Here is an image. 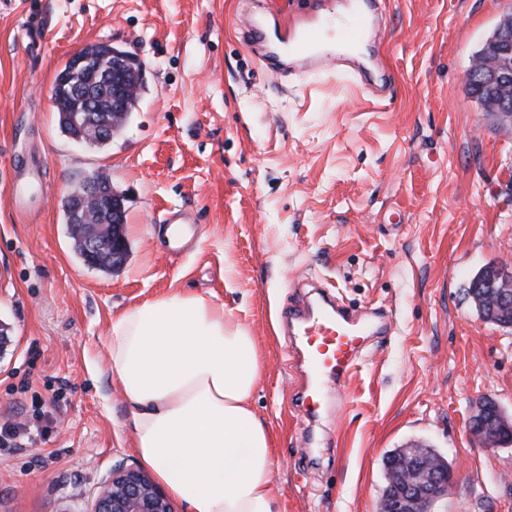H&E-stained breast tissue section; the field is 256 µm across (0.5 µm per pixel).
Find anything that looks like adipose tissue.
I'll list each match as a JSON object with an SVG mask.
<instances>
[{
	"mask_svg": "<svg viewBox=\"0 0 512 512\" xmlns=\"http://www.w3.org/2000/svg\"><path fill=\"white\" fill-rule=\"evenodd\" d=\"M108 331L141 465L188 512H276L271 436L251 406L255 337L223 303L185 292L113 315Z\"/></svg>",
	"mask_w": 512,
	"mask_h": 512,
	"instance_id": "1",
	"label": "adipose tissue"
}]
</instances>
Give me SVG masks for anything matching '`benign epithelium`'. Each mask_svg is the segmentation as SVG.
I'll list each match as a JSON object with an SVG mask.
<instances>
[{"mask_svg":"<svg viewBox=\"0 0 512 512\" xmlns=\"http://www.w3.org/2000/svg\"><path fill=\"white\" fill-rule=\"evenodd\" d=\"M467 82L474 96L498 98L499 114L512 124V14L500 20L493 34L477 52L469 69ZM124 194L115 189L103 195L93 186L87 187L86 199L119 213L123 210ZM498 279L481 283L483 288H497L501 303L512 309V272L494 267ZM471 432L486 447L504 445L499 438L490 437L488 423L482 419L470 422ZM405 490L398 501L380 502L379 512H434L439 501L448 495L452 474L439 475L419 456L413 468L400 475ZM93 512H175L165 488L138 466L119 465L100 492Z\"/></svg>","mask_w":512,"mask_h":512,"instance_id":"7a95c632","label":"benign epithelium"}]
</instances>
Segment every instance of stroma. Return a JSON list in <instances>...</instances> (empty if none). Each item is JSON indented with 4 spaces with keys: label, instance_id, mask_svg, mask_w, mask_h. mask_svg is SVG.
I'll return each mask as SVG.
<instances>
[{
    "label": "stroma",
    "instance_id": "stroma-1",
    "mask_svg": "<svg viewBox=\"0 0 512 512\" xmlns=\"http://www.w3.org/2000/svg\"><path fill=\"white\" fill-rule=\"evenodd\" d=\"M264 7L309 4L0 0V426L39 428L51 452L0 455V512H91L113 467L138 463L108 324L176 290L223 302L258 339L253 407L272 437L277 512H378L384 458L411 442L452 466L442 512H512V443L485 448L469 429L484 398L512 416V327L468 294L484 266L512 263V128L465 82L512 0H388V108L339 74L316 101L281 84L242 38ZM95 43L133 53L146 80L99 151L61 133L52 99L57 73ZM95 169L126 196L128 255L109 275L74 254L62 212ZM173 208L197 228L178 256L162 223ZM307 282L393 321L344 409L312 424L294 406L283 328Z\"/></svg>",
    "mask_w": 512,
    "mask_h": 512
}]
</instances>
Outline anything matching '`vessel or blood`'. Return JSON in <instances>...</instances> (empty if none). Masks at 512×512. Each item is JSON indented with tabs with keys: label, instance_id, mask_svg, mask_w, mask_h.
Returning <instances> with one entry per match:
<instances>
[{
	"label": "vessel or blood",
	"instance_id": "vessel-or-blood-1",
	"mask_svg": "<svg viewBox=\"0 0 512 512\" xmlns=\"http://www.w3.org/2000/svg\"><path fill=\"white\" fill-rule=\"evenodd\" d=\"M314 9L285 22L261 17L245 26L247 41L269 72L289 80L345 72L369 87L376 99L392 101L390 78L372 81L371 59L362 48L375 32L377 0H314ZM172 254H181L194 223L183 210H170ZM288 326L301 343L308 378L302 401L308 417H317L332 400L342 399L345 384L372 338L387 335L391 324L382 313H357L326 292L288 312Z\"/></svg>",
	"mask_w": 512,
	"mask_h": 512
}]
</instances>
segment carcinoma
<instances>
[{
	"label": "carcinoma",
	"instance_id": "cac0c4a2",
	"mask_svg": "<svg viewBox=\"0 0 512 512\" xmlns=\"http://www.w3.org/2000/svg\"><path fill=\"white\" fill-rule=\"evenodd\" d=\"M113 47L108 44H94L83 48L78 56L67 62L59 72L53 86V97L60 129L72 140L85 144L89 148L98 149L105 146L109 139L103 138L99 132L88 125L84 119L87 112L86 101L75 94V89L84 87L91 90L92 107L108 122H126L135 112L141 102L145 80L140 66L134 65L122 71L118 80L125 88L124 115L116 117L112 112V85L108 84L105 76L112 75L115 56ZM87 184L106 187L111 184L109 177L100 171L92 172L84 177L79 186L63 203V213L70 231L74 252L82 259H87L84 250V238L90 232L96 233L102 243V248L94 257V265L104 273L112 272V226L124 224L125 213L117 216L103 214L92 206L84 205L79 213H74L73 206L83 195ZM413 447L396 448L392 450L385 464L386 481L407 470L412 462Z\"/></svg>",
	"mask_w": 512,
	"mask_h": 512
}]
</instances>
